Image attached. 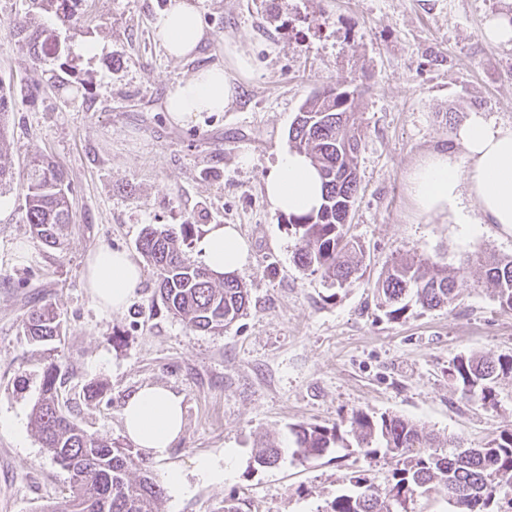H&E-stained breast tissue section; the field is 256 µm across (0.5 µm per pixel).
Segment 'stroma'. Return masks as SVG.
Instances as JSON below:
<instances>
[{"instance_id":"obj_1","label":"stroma","mask_w":512,"mask_h":512,"mask_svg":"<svg viewBox=\"0 0 512 512\" xmlns=\"http://www.w3.org/2000/svg\"><path fill=\"white\" fill-rule=\"evenodd\" d=\"M167 0H80L77 25L30 0H0V86L15 96L0 158L16 178L0 212V512H39L63 502L66 474L30 426L48 353L22 321L39 307L59 313L64 383L60 403L89 433L129 445L121 410L155 384L183 397L184 429L157 478L180 470L187 490L165 494L163 512H322L360 471L384 483L385 454L340 448L299 459L293 427L331 425L352 410L401 416L442 438L481 448L512 429V377L496 406L465 401L449 378L467 353L512 354V312L478 281V259L512 255V234L492 224H451L421 213L408 175L429 150L447 145L470 112L512 123V46L483 37L486 18L511 14L512 0H200L207 37L192 60L168 57L152 27ZM30 17L56 54L33 61L9 24ZM256 59L234 105L186 125L164 110L170 84L224 63V43ZM92 46L85 57L76 43ZM328 85L357 90L358 195L347 231L364 249L363 277L335 293L293 259L285 215L272 212L263 179L304 100ZM44 154L64 175L74 222L64 243L34 242L22 218L21 173ZM193 225L184 248L212 224L236 225L248 248L239 278L245 316L201 332L168 313L145 272L138 297L118 312L85 286L87 254L106 244L136 252L142 229ZM417 254L459 272L450 307L388 319L374 285L392 258ZM98 384L104 394L86 395ZM278 466L257 468L265 441ZM234 449L221 482L194 472L203 455Z\"/></svg>"}]
</instances>
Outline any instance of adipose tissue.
<instances>
[{
    "instance_id": "adipose-tissue-1",
    "label": "adipose tissue",
    "mask_w": 512,
    "mask_h": 512,
    "mask_svg": "<svg viewBox=\"0 0 512 512\" xmlns=\"http://www.w3.org/2000/svg\"><path fill=\"white\" fill-rule=\"evenodd\" d=\"M168 56L193 58L206 38L196 0H168L153 20ZM225 63L198 69L167 92L165 110L183 125L203 112L229 109L237 96L238 77L251 76L253 57L239 43L226 41ZM417 208L455 224H496L512 231V124L496 122L484 112L471 113L449 146L426 154L408 176ZM272 211L302 215L322 202L321 177L309 158L281 152L263 179ZM205 266L217 274H234L247 260L248 246L232 224L210 225L198 242ZM86 286L104 309L119 311L134 300L142 268L127 251L100 245L86 260ZM183 398L162 386L146 385L122 409L126 435L148 456L163 460L184 427Z\"/></svg>"
}]
</instances>
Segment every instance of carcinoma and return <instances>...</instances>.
Returning <instances> with one entry per match:
<instances>
[{
	"label": "carcinoma",
	"instance_id": "1",
	"mask_svg": "<svg viewBox=\"0 0 512 512\" xmlns=\"http://www.w3.org/2000/svg\"><path fill=\"white\" fill-rule=\"evenodd\" d=\"M11 32L27 42L34 60L47 54L41 34L27 21L14 20ZM355 95L336 86L316 92L304 101L288 131L289 147L308 156L326 188L317 211L288 218L298 241L294 261L337 290L354 285L363 259L362 246L347 237L344 222L358 189L360 139L351 123ZM13 104L12 97L0 91V140L7 133L6 118ZM23 210L40 245L61 244L66 226L73 223L63 174L42 155L28 163ZM192 228L149 224L141 231L137 249L152 267L161 301L172 315L193 330L221 332L247 310L248 290L237 276L215 274L191 259L183 245ZM480 262L481 287L501 310L511 312L512 256L489 254ZM376 290L385 315L396 320L413 304L423 310L451 305L457 297V276L429 258L400 256L391 261ZM23 329L37 346L61 341L62 321L50 306L30 312ZM448 376L465 399L494 406L499 381L512 377V355L462 354L449 366ZM61 383L60 368L52 361L44 371L31 423L52 461L68 474L70 493L41 512H161L164 488L142 465L140 453L94 436L72 421L60 405ZM348 424L356 447L367 455L383 448L397 458L396 467L382 489L363 474L350 476L349 489L323 512H412L415 496L429 492L434 483L447 491L455 512H492L498 500L512 502V430L500 431L483 448L463 449L450 439L448 451L438 453L433 450L436 437L401 416L356 410ZM292 432L295 454L302 459L350 447L336 424H303ZM281 456L282 449L267 445L256 450L254 463L272 467Z\"/></svg>",
	"mask_w": 512,
	"mask_h": 512
}]
</instances>
